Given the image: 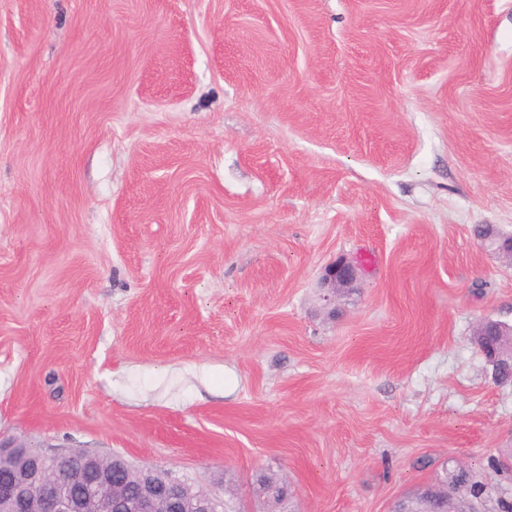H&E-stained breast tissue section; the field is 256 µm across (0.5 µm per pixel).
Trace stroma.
Segmentation results:
<instances>
[{
  "label": "stroma",
  "instance_id": "obj_1",
  "mask_svg": "<svg viewBox=\"0 0 512 512\" xmlns=\"http://www.w3.org/2000/svg\"><path fill=\"white\" fill-rule=\"evenodd\" d=\"M512 0H0V440L265 512L512 482ZM359 269L326 307L318 283ZM358 278L357 267L345 258L338 257L324 268L320 279V290L325 305H335L336 297L347 288H352ZM474 339L481 352V348L483 347L486 355L491 353V358L487 359V361L489 362L490 360H494V363L499 369L503 383L510 382V377L512 376V363L510 361V357L502 352L501 336H499V332L496 331L490 336H475Z\"/></svg>",
  "mask_w": 512,
  "mask_h": 512
}]
</instances>
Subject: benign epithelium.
Returning a JSON list of instances; mask_svg holds the SVG:
<instances>
[{
    "label": "benign epithelium",
    "instance_id": "benign-epithelium-1",
    "mask_svg": "<svg viewBox=\"0 0 512 512\" xmlns=\"http://www.w3.org/2000/svg\"><path fill=\"white\" fill-rule=\"evenodd\" d=\"M357 267L339 257L320 279L325 305L354 286ZM50 456L0 442V512H218L219 496L187 494V481L154 477L152 468H136L120 455H85L88 477L66 483L48 468Z\"/></svg>",
    "mask_w": 512,
    "mask_h": 512
}]
</instances>
